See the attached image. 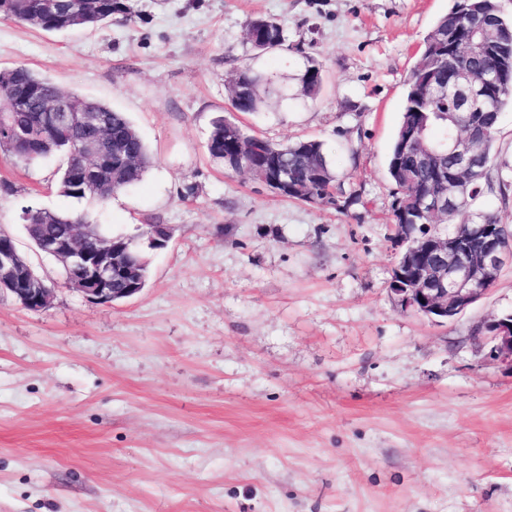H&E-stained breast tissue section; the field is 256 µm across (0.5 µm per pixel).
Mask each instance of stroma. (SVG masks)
Here are the masks:
<instances>
[{"instance_id":"1","label":"stroma","mask_w":512,"mask_h":512,"mask_svg":"<svg viewBox=\"0 0 512 512\" xmlns=\"http://www.w3.org/2000/svg\"><path fill=\"white\" fill-rule=\"evenodd\" d=\"M456 2L131 0L133 18L66 33L0 17V67L126 112L153 156L102 206L58 193L56 158L0 154V229L54 288L40 311L0 296V512H512V370L476 332L512 311V267L448 321L388 288L389 149L417 49ZM258 17L286 49H253ZM240 69L273 93L235 120L321 140L337 205L209 159ZM29 204L172 237L146 288L99 304L31 243Z\"/></svg>"}]
</instances>
